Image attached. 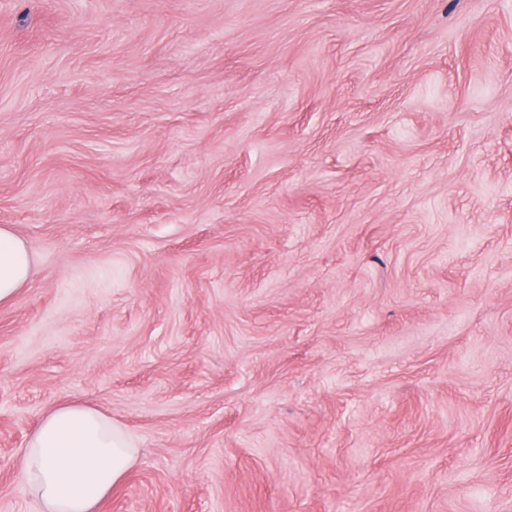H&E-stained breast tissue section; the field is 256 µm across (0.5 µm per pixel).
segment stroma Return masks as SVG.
I'll return each instance as SVG.
<instances>
[{
	"instance_id": "obj_1",
	"label": "stroma",
	"mask_w": 512,
	"mask_h": 512,
	"mask_svg": "<svg viewBox=\"0 0 512 512\" xmlns=\"http://www.w3.org/2000/svg\"><path fill=\"white\" fill-rule=\"evenodd\" d=\"M1 224L0 512H512V0H0ZM35 258L28 244L7 226H0V303L10 302L32 277ZM139 455L133 438L105 413L58 405L28 441L22 478L40 512H95Z\"/></svg>"
}]
</instances>
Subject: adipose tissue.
<instances>
[{
    "instance_id": "ef3b65f1",
    "label": "adipose tissue",
    "mask_w": 512,
    "mask_h": 512,
    "mask_svg": "<svg viewBox=\"0 0 512 512\" xmlns=\"http://www.w3.org/2000/svg\"><path fill=\"white\" fill-rule=\"evenodd\" d=\"M28 244L0 226V303L32 277ZM140 450L111 417L83 404L48 410L27 446L22 478L40 512H96L98 503L137 463Z\"/></svg>"
}]
</instances>
